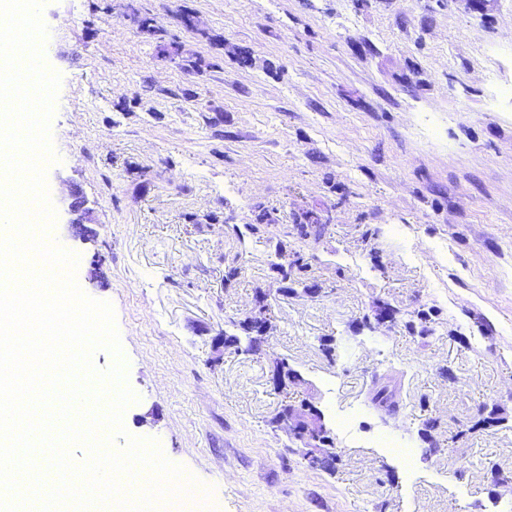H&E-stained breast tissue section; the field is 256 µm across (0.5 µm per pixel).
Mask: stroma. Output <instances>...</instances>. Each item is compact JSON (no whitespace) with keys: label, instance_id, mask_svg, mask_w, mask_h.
<instances>
[{"label":"stroma","instance_id":"obj_1","mask_svg":"<svg viewBox=\"0 0 512 512\" xmlns=\"http://www.w3.org/2000/svg\"><path fill=\"white\" fill-rule=\"evenodd\" d=\"M41 16L61 76L53 235L114 308L128 434L223 512H512L495 482L512 478V96L495 93L512 0H45ZM308 211L319 237L297 231ZM281 250L304 265L285 293ZM261 295L260 351L216 349ZM422 311L424 338L404 326ZM279 360L302 384L270 385ZM391 374L387 415L367 398ZM305 399L334 470L275 422Z\"/></svg>","mask_w":512,"mask_h":512}]
</instances>
